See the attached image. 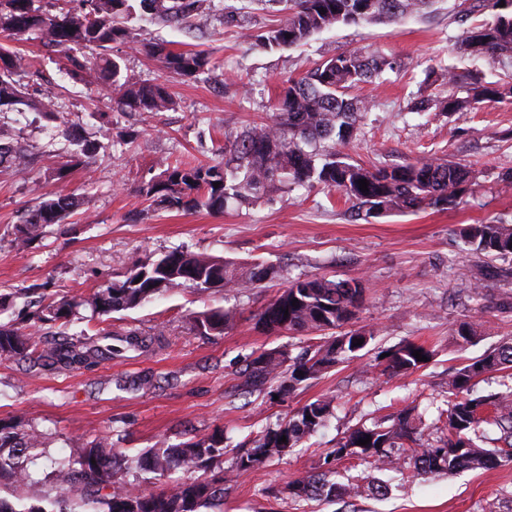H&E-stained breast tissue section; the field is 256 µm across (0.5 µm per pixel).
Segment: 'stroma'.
Returning a JSON list of instances; mask_svg holds the SVG:
<instances>
[{
  "label": "stroma",
  "instance_id": "obj_1",
  "mask_svg": "<svg viewBox=\"0 0 512 512\" xmlns=\"http://www.w3.org/2000/svg\"><path fill=\"white\" fill-rule=\"evenodd\" d=\"M211 4V16L201 24L152 20L140 0H129L121 18L138 36L211 58V71L185 82L137 45H113L112 56L128 74L167 87L176 106L165 112L113 111L111 87L89 71L71 70L72 58H92L91 49L48 47L34 32L12 41L13 50L39 60L40 72L21 78L26 103L0 111L12 145L34 159L26 168L0 166V321L16 319L39 287L58 297L83 296L122 280L146 254L176 248L246 267L272 266L276 277L247 295L178 288L134 309L85 318L53 337L60 344L81 331L98 343L103 334L135 330L151 339L150 348L127 350L118 360L66 369L0 357V418L24 417L46 433L56 457L99 437L131 459L161 439L174 445L223 430L224 503L203 512H512V462L489 471L418 476L408 459L400 470L380 471L370 460L346 457L334 468L351 493L302 500L288 490L359 422L410 409L425 421L437 419L448 397L449 371L512 340V277L497 276L498 260L476 255L460 235L465 224H512V185L501 180L512 169V97L454 115L410 110L416 98H445L449 74L496 79L490 61L454 47L461 17L476 24L484 12L466 14L465 0H435L411 18L333 26L300 46L265 49L242 32L271 27L280 0ZM346 49L392 59L396 66L352 89L370 109L358 139L342 155L367 166L422 157L470 165L475 183L457 206L367 218L356 215L342 193L320 185L232 200L219 212H186L140 195L159 174L160 160L219 161L227 138L271 112L283 81ZM49 88L55 93L50 117L29 106ZM82 140L98 146L92 163L62 179H45L46 170L76 154ZM58 193L74 196L79 207L65 223L46 226L36 248L18 250L16 225L40 196ZM306 275L361 280L366 292L352 326L373 330L374 340L362 357L290 395L244 392V371L258 354L281 350L295 357L322 340L319 332L267 334L254 325L265 303L289 280ZM219 307L235 310L234 327L221 336L196 335L190 313ZM463 323L475 327V343L456 341ZM406 342L424 346L431 358L411 374L391 375L376 356ZM322 396L333 398L334 410L317 433L260 468H234L239 448L251 447L266 427ZM375 480L387 483L386 496L371 493Z\"/></svg>",
  "mask_w": 512,
  "mask_h": 512
}]
</instances>
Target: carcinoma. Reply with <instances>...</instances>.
Wrapping results in <instances>:
<instances>
[{"label": "carcinoma", "instance_id": "obj_1", "mask_svg": "<svg viewBox=\"0 0 512 512\" xmlns=\"http://www.w3.org/2000/svg\"><path fill=\"white\" fill-rule=\"evenodd\" d=\"M36 0H0V32L10 37L35 31L43 42L62 49L71 45L96 51L92 62L98 78L117 91L114 105L122 112H160L174 105L160 84L140 83L124 73L109 49L114 42H136L132 32L118 22L127 0H84L85 11L60 10L47 15L35 7ZM140 0L142 7L168 23H188L207 17L208 0ZM431 0H286L284 14L267 30L248 34L258 46L288 48L300 45L315 33L341 24L339 16L351 23L399 19L413 15ZM505 6H500V3ZM487 11L490 18L461 28L456 50L488 58L504 77L487 81L469 73L448 75L452 91L441 101L444 112L454 114L476 108L486 101L512 97V0H475L466 9ZM146 54L169 74L195 79L210 70L203 51H175L163 43L138 41ZM393 62L368 56L361 50L342 51L316 63L299 77L289 78L266 119L237 133L225 147L229 158L215 164L168 163L158 177L148 182L142 194L155 202L186 211H220L230 200L268 195L291 183L321 184L334 188L358 202L368 217L413 212L423 207L449 209L456 206L474 184L471 167L441 158H420L393 166H365L349 163L336 152V145L356 138L369 103L348 97V90L378 77ZM21 69H37V59L24 58L0 48V108L23 101L22 86L15 79ZM313 140H330L323 157L308 152L304 145ZM27 166V155L0 143V163ZM368 181V191L359 180ZM219 183L214 187L213 183ZM78 206L69 195L58 194L41 200L17 228L15 244L28 249L50 224L62 223ZM460 235L473 251L491 258L512 259V225L495 222L466 224ZM272 267H242L236 262L207 253L174 249L149 255L128 270L124 279L107 288L75 298L65 296L40 300L29 315L37 331L51 328L60 319L79 320L80 309L106 315L133 309L163 290L192 285L201 291L222 287L236 294L249 293L273 277ZM365 287L356 280L336 281L325 276H306L290 282L255 315L256 326L270 332L336 330L295 358L283 352H263L246 368L244 386L253 391L268 382L280 381L277 394L294 392L301 384L319 377L330 368L357 357L374 334L362 327L341 331L356 318ZM298 303H292V300ZM236 312L211 309L194 312L192 328L199 336H222L232 328ZM363 340L357 344V340ZM33 334L10 323H0V356L31 360L42 366H85L122 356L123 348L112 344L90 345L82 335L66 346L37 350ZM430 353L421 345L406 342L387 349L385 370L402 375L418 370L425 362L413 356ZM512 367V342H504L468 360L448 374V434L412 449L413 468L418 475L452 473L456 470H490L512 456V386L479 394L481 377ZM332 413V400L319 398L298 408L288 420L266 428L251 448H242L234 467L243 472L274 457L287 454L301 440L323 427ZM496 428L497 437L488 439L481 425ZM424 428L411 412L402 411L390 424L375 422L350 429L338 446L324 458L323 469L297 477L289 483L296 499H329L348 491L335 480L332 464L342 459L345 449L372 459L380 470L398 468L400 450L420 440ZM286 441H281V438ZM371 438L361 446L360 439ZM45 434L23 424L18 418L0 419V485L21 486L33 478L32 467L44 460V478L61 494L54 499L28 503L12 502L0 495V512H200L224 501V432L205 437L190 436L177 445H160L124 464L112 444L95 439L65 458L55 459L44 448ZM491 441L495 447L486 448ZM187 479L157 490L141 483L160 480L174 472Z\"/></svg>", "mask_w": 512, "mask_h": 512}]
</instances>
